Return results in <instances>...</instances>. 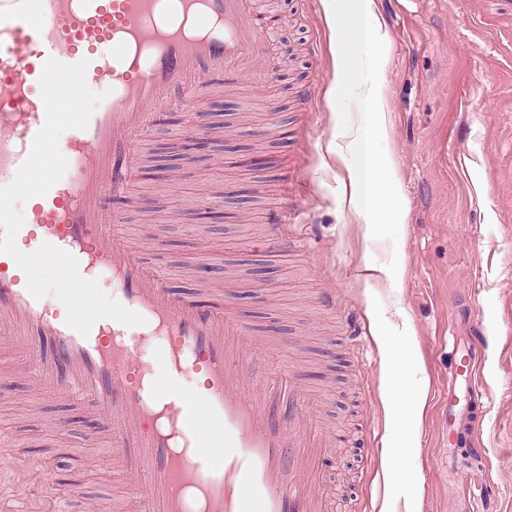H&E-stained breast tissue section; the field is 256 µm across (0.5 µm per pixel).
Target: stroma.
<instances>
[{"mask_svg":"<svg viewBox=\"0 0 512 512\" xmlns=\"http://www.w3.org/2000/svg\"><path fill=\"white\" fill-rule=\"evenodd\" d=\"M374 5L387 32L383 144L405 215L397 241L372 236L347 163L328 150L341 120L328 98L336 58L323 0H252L247 20L271 32L263 76H226L164 109L170 125L133 134L137 174L104 204L125 221L104 230L130 238L174 290L232 301L254 381L296 375L313 428L338 432L313 470L341 512H458L470 496L486 512H512V44L496 36L512 28V2ZM190 113L225 146L193 164L161 151ZM287 196L299 242L274 251L263 239ZM210 207L226 223H198ZM382 324L406 351L401 384L424 400L417 430L394 448ZM455 336L483 339L486 395L452 433L443 410ZM28 355L0 332V431L18 434L60 491L79 483L86 499L122 512L143 486L114 471L108 424L11 373ZM450 441L483 466L448 477ZM36 496L30 475L0 455V512H23Z\"/></svg>","mask_w":512,"mask_h":512,"instance_id":"1","label":"stroma"}]
</instances>
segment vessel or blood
<instances>
[{
	"instance_id": "obj_1",
	"label": "vessel or blood",
	"mask_w": 512,
	"mask_h": 512,
	"mask_svg": "<svg viewBox=\"0 0 512 512\" xmlns=\"http://www.w3.org/2000/svg\"><path fill=\"white\" fill-rule=\"evenodd\" d=\"M244 14L245 0H0V186L12 182L45 122L39 80L47 59L88 60L87 77L110 90L88 127L71 130L61 147L68 168L36 198L17 239L73 255L84 278L110 288L166 344L147 366L128 326L115 320H98L81 336L29 293L4 253L0 331L25 342L32 359L23 371L38 387L86 399L111 421L115 468L145 480L128 512H330L309 473L329 442L308 432L306 395L294 377L251 384L242 324L213 302L169 293L125 238L103 230L105 193L123 195L134 176L130 134L173 99L208 93L225 72L256 73L267 35ZM84 43L110 52H83ZM452 348L467 360L448 382L453 425L484 382L474 341L457 337ZM191 373L201 377L192 394L181 386ZM201 403L218 428L201 422ZM40 490L48 512H109L74 491L57 495L50 482Z\"/></svg>"
}]
</instances>
